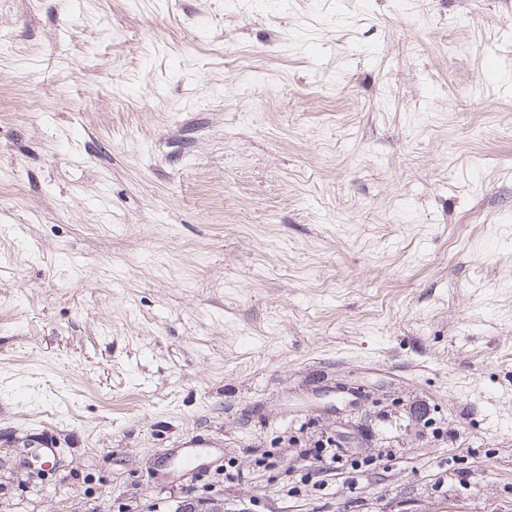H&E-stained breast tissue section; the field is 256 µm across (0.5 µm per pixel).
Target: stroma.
Wrapping results in <instances>:
<instances>
[{"instance_id":"obj_1","label":"stroma","mask_w":512,"mask_h":512,"mask_svg":"<svg viewBox=\"0 0 512 512\" xmlns=\"http://www.w3.org/2000/svg\"><path fill=\"white\" fill-rule=\"evenodd\" d=\"M512 512V0H0V512Z\"/></svg>"}]
</instances>
